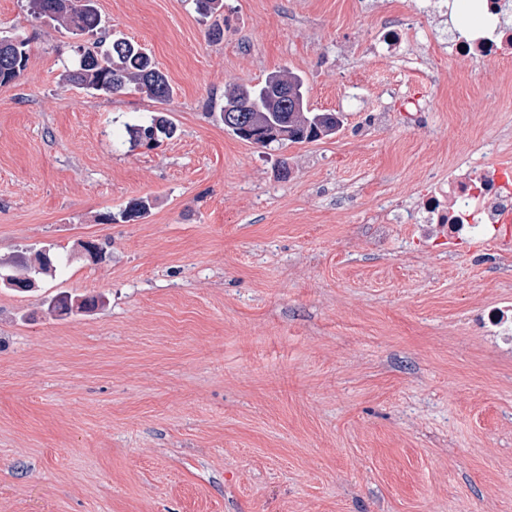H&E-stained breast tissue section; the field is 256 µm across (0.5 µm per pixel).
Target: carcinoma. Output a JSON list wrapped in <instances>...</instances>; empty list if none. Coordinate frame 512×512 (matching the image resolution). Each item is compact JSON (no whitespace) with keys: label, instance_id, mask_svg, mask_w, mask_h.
Instances as JSON below:
<instances>
[{"label":"carcinoma","instance_id":"carcinoma-1","mask_svg":"<svg viewBox=\"0 0 512 512\" xmlns=\"http://www.w3.org/2000/svg\"><path fill=\"white\" fill-rule=\"evenodd\" d=\"M201 19L218 15L223 0H194ZM30 15L47 24L65 30L92 35L101 25L97 0H28ZM29 61V41L0 38V84H8L20 76ZM64 80L82 89L112 94L132 89L145 97L169 102L173 88L167 77L153 63L151 56L134 40L116 38L108 47L94 42L87 54L77 59L66 71ZM235 114L237 125L228 130L242 140H248L244 128L252 119L263 121L282 133L279 143H301L316 140L336 131L340 120L335 112H317L309 108L301 76L289 71L270 73L255 86L233 85L224 93L222 119ZM129 143L138 146L157 138H171L176 126L165 115L157 113L134 123L125 124ZM32 275L56 271L53 261L36 252L31 258L21 257Z\"/></svg>","mask_w":512,"mask_h":512}]
</instances>
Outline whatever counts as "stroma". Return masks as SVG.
<instances>
[{"mask_svg": "<svg viewBox=\"0 0 512 512\" xmlns=\"http://www.w3.org/2000/svg\"><path fill=\"white\" fill-rule=\"evenodd\" d=\"M452 2L224 0L211 24L98 0L160 103L63 83L89 35L0 0V37L30 41L0 85V258L58 260L0 288V512H512V345L481 323L512 258L393 221L451 169L512 166V64L450 53ZM282 69L334 134L225 129V89ZM157 112L175 136L130 146ZM62 292L105 303L60 317Z\"/></svg>", "mask_w": 512, "mask_h": 512, "instance_id": "1", "label": "stroma"}]
</instances>
